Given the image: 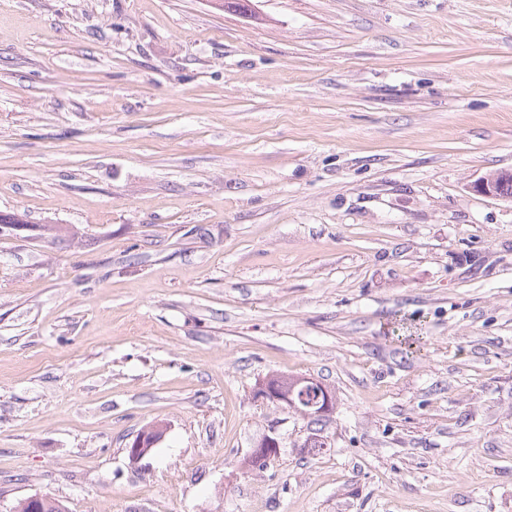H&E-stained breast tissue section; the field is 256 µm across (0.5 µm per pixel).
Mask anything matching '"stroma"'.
Returning a JSON list of instances; mask_svg holds the SVG:
<instances>
[{
	"label": "stroma",
	"mask_w": 512,
	"mask_h": 512,
	"mask_svg": "<svg viewBox=\"0 0 512 512\" xmlns=\"http://www.w3.org/2000/svg\"><path fill=\"white\" fill-rule=\"evenodd\" d=\"M253 2L0 0V512H512V0ZM476 191L496 198L512 200V171H499L489 174L479 181ZM294 379L288 375H275L269 381L278 383L283 387L289 395V400L293 405L288 403V396H283L274 385H269L268 381L263 385L261 396L275 402L285 403V405L302 413L304 416L312 418L313 421H320L325 415L318 414L324 405L325 396L328 390L320 383L314 381H306L301 384H295ZM332 410V399L327 394L325 406L320 411L322 414H329ZM155 431L156 428L153 427L145 428L140 432L139 436L133 440L128 448V458L131 463H138L161 440L163 431L161 430L159 438L154 436ZM49 502L54 505V508L62 510L57 512H67L61 503L52 501L51 497L46 495H33L22 498L12 506L9 512H44V506Z\"/></svg>",
	"instance_id": "35a3bbf8"
}]
</instances>
